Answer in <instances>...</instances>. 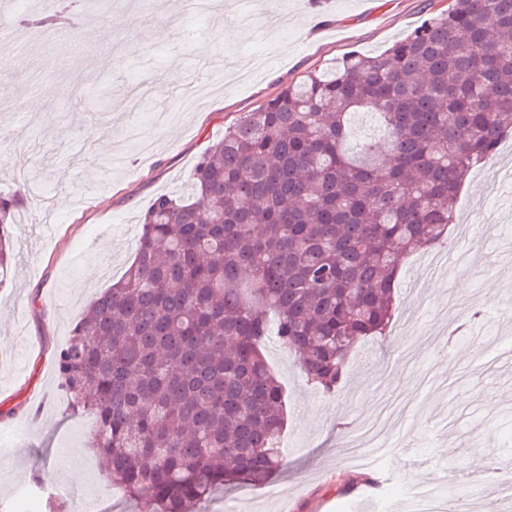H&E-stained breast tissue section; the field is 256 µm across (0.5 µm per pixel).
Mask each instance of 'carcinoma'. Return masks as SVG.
<instances>
[{
    "mask_svg": "<svg viewBox=\"0 0 512 512\" xmlns=\"http://www.w3.org/2000/svg\"><path fill=\"white\" fill-rule=\"evenodd\" d=\"M359 112L383 135L350 154ZM511 131L512 0H451L383 53L311 71L226 127L191 196L142 212L132 263L56 353L107 479L141 512L266 484L285 425L269 315L307 381L338 391L358 340L391 325L402 259L447 240L463 180ZM19 207L0 197L1 277Z\"/></svg>",
    "mask_w": 512,
    "mask_h": 512,
    "instance_id": "1",
    "label": "carcinoma"
}]
</instances>
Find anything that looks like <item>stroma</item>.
<instances>
[{
  "label": "stroma",
  "instance_id": "obj_1",
  "mask_svg": "<svg viewBox=\"0 0 512 512\" xmlns=\"http://www.w3.org/2000/svg\"><path fill=\"white\" fill-rule=\"evenodd\" d=\"M71 0L59 36H26L0 61V194L28 203L12 229L0 287V512H35L64 475L60 451L81 449L78 490L97 512H137L100 473L91 416L71 413L55 354L99 293L132 262L138 217L185 190L199 155L235 118L343 55L380 53L449 0H264L274 22L248 20L243 0H126L83 11ZM170 18L155 38L152 18ZM210 53H196L199 44ZM67 87L63 97L46 86ZM512 153L465 178L449 266L403 259L388 336L355 347L336 394L307 382L296 355L269 336L266 360L285 392L281 466L260 487L229 486L203 512H410V495L446 475L450 512H484L497 493L476 472L512 473ZM417 406L410 422L350 454L345 442L387 400ZM354 486L345 494L346 486Z\"/></svg>",
  "mask_w": 512,
  "mask_h": 512
}]
</instances>
